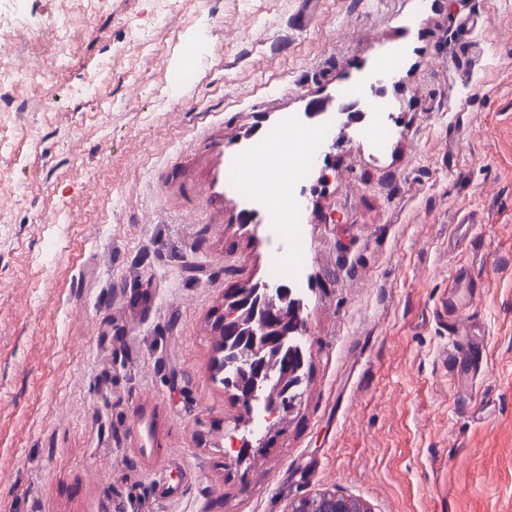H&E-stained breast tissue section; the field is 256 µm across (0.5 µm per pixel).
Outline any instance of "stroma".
Returning a JSON list of instances; mask_svg holds the SVG:
<instances>
[{
	"label": "stroma",
	"instance_id": "obj_1",
	"mask_svg": "<svg viewBox=\"0 0 512 512\" xmlns=\"http://www.w3.org/2000/svg\"><path fill=\"white\" fill-rule=\"evenodd\" d=\"M300 8L0 0V512H512V0ZM64 12L57 61L35 27ZM393 53L381 143L339 120L301 184L310 357L235 463L214 324L286 243L226 163ZM459 265L464 391L434 318ZM460 323V321H454L450 324V334L454 337L452 346L455 348L456 357L459 361L464 362L468 367V370L463 375H467L471 372L477 373L482 367L483 354L480 358L475 355V350L477 348L472 346L468 331L462 330ZM356 501V508L353 501ZM321 512H371L365 501L357 498L346 497L336 492L326 491L323 494Z\"/></svg>",
	"mask_w": 512,
	"mask_h": 512
}]
</instances>
